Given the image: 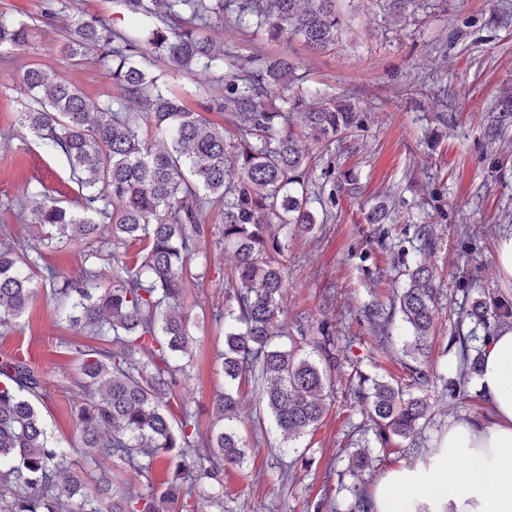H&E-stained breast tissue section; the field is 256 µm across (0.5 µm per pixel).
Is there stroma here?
I'll use <instances>...</instances> for the list:
<instances>
[{
  "instance_id": "35a3bbf8",
  "label": "stroma",
  "mask_w": 512,
  "mask_h": 512,
  "mask_svg": "<svg viewBox=\"0 0 512 512\" xmlns=\"http://www.w3.org/2000/svg\"><path fill=\"white\" fill-rule=\"evenodd\" d=\"M343 19L335 45L319 54L299 40L271 43L231 24L215 29L226 54L285 53L305 76L303 90L354 99L357 127L331 140L303 136L312 180L331 203L318 210L312 233L288 235L287 283L279 325L293 334L296 319L312 325L331 320L337 336L355 337L361 370L373 377H400L399 355L413 337L394 323L395 355L373 360L375 332L367 304L389 302L407 284L418 242L417 225H434L430 258L441 281L436 331L429 361L441 368L444 350L457 333L461 303L481 299L512 304V279L497 267L499 240L512 234V125L500 137L488 123L503 98L512 97V0H428L407 20L389 17L376 0H337ZM112 0H0V13L33 21L28 44L0 47V228L26 240L34 227L20 223L42 190L76 198L66 159L46 153L19 125L26 98L21 79L39 65L70 80L93 101L122 92L97 53L67 56L63 45L73 18L112 19ZM358 194H350V184ZM210 257L203 285L188 290L185 312L196 323L194 369L180 391L208 433L212 401L224 389L210 322L224 306V275L233 265L216 238L199 244ZM46 289L15 325L0 328V354L26 359L49 381L38 408L55 439L73 441L72 408L79 399L70 381L78 358L61 347L69 337ZM431 406L420 450L435 447L455 420L481 421L489 413L478 397L443 393L432 385ZM361 417L352 404L346 376H339L328 409L316 429L297 440L304 460L283 452L272 424L246 432L247 460L224 474V512H311L330 495L347 512L353 499L345 470L356 447L353 428Z\"/></svg>"
}]
</instances>
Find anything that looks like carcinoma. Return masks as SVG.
Instances as JSON below:
<instances>
[{
  "instance_id": "carcinoma-1",
  "label": "carcinoma",
  "mask_w": 512,
  "mask_h": 512,
  "mask_svg": "<svg viewBox=\"0 0 512 512\" xmlns=\"http://www.w3.org/2000/svg\"><path fill=\"white\" fill-rule=\"evenodd\" d=\"M388 14L405 18L424 0H383ZM133 23L112 28L97 17L73 22L63 51L75 58L96 50L112 80L123 91L119 107L92 101L70 82L37 65L22 78L27 96L19 125L44 151L63 155L70 178L81 187L77 208L47 195L31 222L45 229L37 244L17 241L0 249V327L8 328L27 311L44 275L68 329L84 343L61 340L76 351L80 370L72 381L84 402L76 414L77 467L70 450L48 433L35 401L46 391L45 374L20 357L0 362V512H177V506L206 501L223 508L224 468L240 467L247 444L237 425L240 401L234 387L253 383L258 406L284 439L313 429L327 410L336 373L349 365L350 395L359 407L358 431L372 432L384 459L427 421L421 391L434 382L443 390H464L465 378L479 372V327L512 318V306L494 309L484 301L463 305L460 321L474 324L453 337L457 373H437L416 356L435 329L440 289L429 261L435 238L420 224L409 284L389 306L372 304L366 317L378 326L377 348L393 349L396 313L413 335L404 345L405 380L371 377L358 369L352 340L337 346L335 328L325 324L313 340L315 357L297 353L310 326L297 320L294 347L277 339V318L287 280L282 232L313 231L312 203L318 199L309 179V161L289 112L300 110L303 125L327 138L358 124L349 100L306 102L290 94L300 85L297 63L288 55L255 54L239 63L226 60L224 47L207 35L230 20L263 30L271 42H303L312 52L336 43L340 30L336 0H114ZM27 22L0 14V46L28 43ZM158 54L179 71L201 72L223 84L218 95L196 84L190 94L208 112H229L236 134L184 99L165 94L159 77L142 66ZM278 95L282 105L269 104ZM498 134L512 118V99L499 104ZM217 208L219 223H207ZM215 234L234 256L224 280V309L214 315L222 326L218 351L226 386L212 402L208 451L200 453L196 414L186 405L174 412L173 398L193 358L195 324L180 312L187 286L202 283L208 265L199 242ZM75 237L88 241L80 275L64 276L42 265L48 251ZM116 267L104 281L99 261ZM108 456L147 481L146 491L127 497L113 490L112 476L97 472ZM176 461L174 476H153L158 459ZM348 512H368L364 484L352 489Z\"/></svg>"
}]
</instances>
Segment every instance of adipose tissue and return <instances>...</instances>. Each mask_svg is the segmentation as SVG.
<instances>
[{
    "mask_svg": "<svg viewBox=\"0 0 512 512\" xmlns=\"http://www.w3.org/2000/svg\"><path fill=\"white\" fill-rule=\"evenodd\" d=\"M483 357L488 418L451 423L435 448L385 472L371 512H512V329L494 333Z\"/></svg>",
    "mask_w": 512,
    "mask_h": 512,
    "instance_id": "ef3b65f1",
    "label": "adipose tissue"
}]
</instances>
